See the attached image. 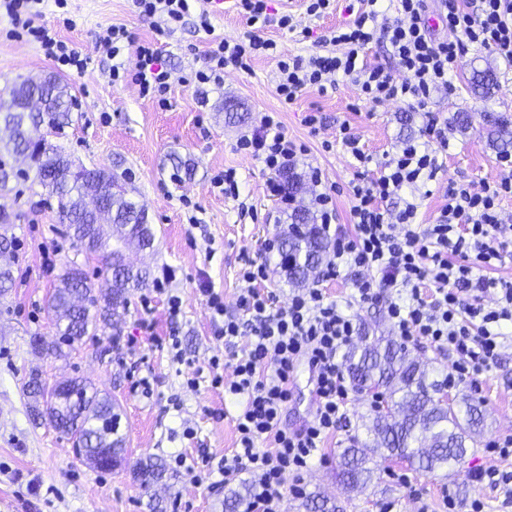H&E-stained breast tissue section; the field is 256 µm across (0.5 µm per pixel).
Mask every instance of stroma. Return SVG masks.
Listing matches in <instances>:
<instances>
[{"instance_id":"35a3bbf8","label":"stroma","mask_w":512,"mask_h":512,"mask_svg":"<svg viewBox=\"0 0 512 512\" xmlns=\"http://www.w3.org/2000/svg\"><path fill=\"white\" fill-rule=\"evenodd\" d=\"M67 9L48 4L44 19L59 22L62 38L79 51L93 55L95 40L110 25L127 27L135 41L157 43L172 70L168 107L144 98L133 81L113 84L111 60L95 57L89 71L70 77L76 106L72 123L57 138L65 155L86 166L107 168L125 184L129 197L143 205L155 233L153 249H127L130 262L149 267L146 288L130 297L120 340L103 333L74 344L66 358L35 350L34 338L51 342L57 328L47 301L59 276L71 263L86 269L94 288L105 284L99 258L76 251L61 223L57 203L37 177L10 180L0 192V207L10 221L0 224V236L14 243L12 288L0 293V512H149L148 503L162 501L166 512H242L226 510V492L210 491L185 472L171 468L176 455L195 458L209 454L222 461L237 445L233 417L242 399L213 387L206 369L212 357H225L223 342L214 337L216 322L199 291L201 283L224 296V311L239 315L238 298L246 284L239 272L245 260L266 259L271 275L264 287L279 304L293 292L280 266L278 251L264 253L265 242L279 240L288 228L287 211L277 198L267 196V179L261 164L235 149L237 139L248 134L260 115L278 113L289 138L306 143L309 150L295 166L297 175L321 169L341 192L336 197V223L351 228V198L347 192L355 177L353 160L339 144L341 124H349L375 163L386 161L397 144L421 134L428 113L449 123L456 113L471 116L466 130H448V151L442 169L428 182L417 221L435 223L448 202L449 183H468L481 189L483 182L507 177L498 154L490 149L481 116L486 112L512 115V66L492 58L485 50L469 47L461 68L450 80L452 92L435 93L428 111L415 112L401 102L370 108L360 100L352 83L340 79L327 92L308 90L292 104H282L276 94L277 61L259 58L247 73H230L222 89H196L192 72L210 37L235 39L247 26L233 0H221L211 17L213 30H198L186 22L169 35H158L151 21L132 11L130 0H67ZM287 6L298 22L294 33L269 23L266 33L283 53L304 56L319 52L315 36L349 19L345 0H337L333 13L321 18L307 15L303 0H272V10ZM311 28L303 38L302 28ZM492 64L498 85L492 94L470 93L467 79L472 68ZM54 65L34 43L10 36L0 21V100L26 77L54 72ZM317 111L325 117L317 132L304 124L305 115ZM333 144L323 151V141ZM191 160L192 175L172 177V158ZM227 168L236 169L238 199L213 189L210 178ZM182 299V313L170 319L169 295ZM149 299L150 313L141 301ZM150 318L152 330L141 326ZM177 336L183 353L174 359L164 339ZM203 370L197 387L187 381ZM54 383L84 377L112 396L120 409L126 461L104 472L90 467L48 423L34 421L28 411L24 384L31 371ZM149 377L152 392L135 391L136 381ZM455 396L479 399L485 409V427L461 463L432 473L416 470L408 462L374 455V483L361 492L346 489L337 477L344 448L368 440L363 423L372 409L366 393L350 392L342 429L325 442L324 461H313L305 475L307 492L328 500L336 512H380L390 503L394 512H451L444 494L456 501L452 512H468L471 501L485 504L484 512H512V501L474 481V470L489 465L484 448L504 434H512V344L502 351L499 364L479 378L476 387H453ZM153 456L166 464V475L143 487L133 475L135 464Z\"/></svg>"}]
</instances>
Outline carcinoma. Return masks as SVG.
<instances>
[{
    "label": "carcinoma",
    "instance_id": "obj_1",
    "mask_svg": "<svg viewBox=\"0 0 512 512\" xmlns=\"http://www.w3.org/2000/svg\"><path fill=\"white\" fill-rule=\"evenodd\" d=\"M495 70L472 68L468 85L477 96H488L497 86ZM44 95L40 112H5L0 104V190L7 189L12 177L23 171L13 165L17 155L35 154L41 183L57 201L62 223L70 229L76 250L99 254L104 270L110 273V285L99 292L90 288L87 278L76 273L72 263L60 276L49 308L59 337L51 344L37 339L35 348L56 357L67 355L66 349L97 330H110L118 340L126 323L131 293L145 287L151 272L125 263L123 250L109 247L104 239V225L95 222L87 210L85 195L93 190L105 203L112 237L125 246L150 249L154 232L146 210L127 197L114 175L100 168L91 172L72 164L53 143L34 152L25 138L28 126L41 125L58 136L72 122L75 97L72 88L61 77L45 74L27 77L12 89L11 99L32 93ZM483 121L492 143L498 147L512 146V117L505 113H486ZM291 230L281 241L282 261L288 282L300 285L324 264L331 241L314 215L299 207L289 215ZM342 364L354 390H380L385 409L370 414L367 432L375 447L391 458L410 462L418 470L434 472L462 459L468 445L475 441L484 426L481 402L464 397L454 409L441 402L438 394L442 382L431 378L428 366L410 356L403 344L387 336L362 334L342 355ZM29 411L34 420H47L60 434L80 445V454L98 469L102 450L111 451L112 466L124 461V438L119 434L120 415L116 403L102 395L83 378L67 380V390L48 386L33 371L26 382ZM365 449L351 446L343 450L337 476L349 490L365 489L373 481V470L367 466ZM141 485L152 486L165 476L162 462L146 458L136 463Z\"/></svg>",
    "mask_w": 512,
    "mask_h": 512
}]
</instances>
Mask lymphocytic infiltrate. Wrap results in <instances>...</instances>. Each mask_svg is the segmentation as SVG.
<instances>
[{
  "instance_id": "f902f5d3",
  "label": "lymphocytic infiltrate",
  "mask_w": 512,
  "mask_h": 512,
  "mask_svg": "<svg viewBox=\"0 0 512 512\" xmlns=\"http://www.w3.org/2000/svg\"><path fill=\"white\" fill-rule=\"evenodd\" d=\"M131 2L135 13L152 21L158 33L174 32L193 13L200 29H212L210 12H194V0ZM268 2L235 0L248 30L242 38L209 43L194 71L197 87H223L227 72L250 71L252 60L274 56L276 92L284 104L308 89L325 92L341 77L357 86L370 105L400 101L423 111L432 92L450 89L448 77L462 65L468 46L512 64V0H479L475 5L470 0H439L435 5L430 0H396L390 16L381 14L378 0H357L346 7L353 20L319 38L320 43L335 46V53L306 57L279 55L277 43L263 36ZM44 3L0 0V14L31 35L60 71L84 75L90 56L43 24ZM433 16L448 30V37H440L430 26ZM373 42L389 48L392 66L364 62L360 53ZM130 45L136 57L133 78L142 96L166 105L171 72L153 43H132L125 26L111 25L100 34L95 53L112 59L111 76L117 80L128 69L120 55ZM339 139L357 167L349 185L352 229L334 233L326 276H337L344 267L356 271L354 301L382 304L401 342L422 339L454 354L449 383L475 381L498 364L508 340L503 328L512 322V282L482 274L512 255V242L504 238L499 217V202L512 196V181H487L478 191L466 184L450 185L448 202L436 222L423 226L416 222V202L405 201L397 211L388 203L403 188H419L435 177L441 168L438 152L448 147L446 126L430 119L421 140L402 143L375 172L369 169L371 155L348 125H341ZM236 148L270 171L265 191L281 199L286 193L275 172L292 167L306 152L305 145L289 139L278 117L270 114L262 115ZM240 275L248 285L239 299L242 318H225L223 298L211 288L202 290L213 318L222 321L215 335L230 349L233 364V378L226 382L218 373L219 359H212V382L245 399L234 417L238 446L215 465L206 457L190 465L180 456L176 463L196 483H207L213 490L249 475L253 492L244 512H282L285 496L305 497V473L346 418L350 386L339 357L353 342L357 324L319 288L293 294L287 305H277L273 293L263 288L269 278L266 262L248 261ZM492 289L497 292L495 303L483 304V295ZM241 336L248 343L238 355L233 348ZM303 364L311 374L314 413L301 428L291 430L283 426L282 416L293 397L294 374ZM267 443L272 451H264ZM487 451L494 463L477 469L474 480L512 499V470L498 466L512 457V434L491 441Z\"/></svg>"
}]
</instances>
